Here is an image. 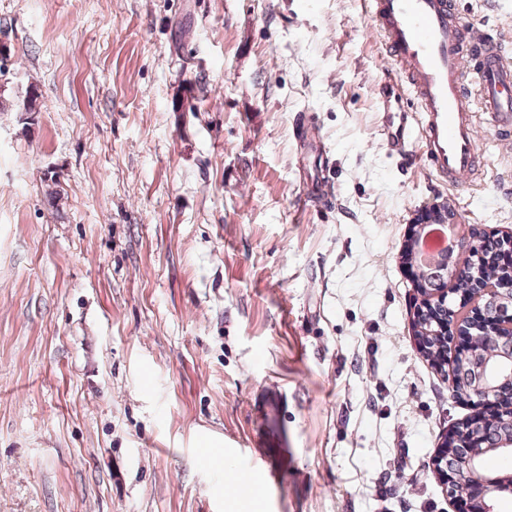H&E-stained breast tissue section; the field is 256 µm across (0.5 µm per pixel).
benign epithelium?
<instances>
[{"label":"benign epithelium","instance_id":"benign-epithelium-1","mask_svg":"<svg viewBox=\"0 0 512 512\" xmlns=\"http://www.w3.org/2000/svg\"><path fill=\"white\" fill-rule=\"evenodd\" d=\"M460 215L449 205H434L421 212L419 223L440 221L459 223ZM470 274L467 266H460L457 259L443 258L432 275L439 287L431 288L415 307L444 309L445 317L436 322L437 333L446 336L448 345L457 353L467 355L479 341L490 339L497 347L495 356L482 367V383L475 386L471 397L486 406L494 407L487 415L478 416L472 425V440L485 435L498 434L495 451L512 458V281H505L486 288L461 292L456 282ZM433 472L446 487L468 479L467 486L477 500L476 512H495L494 505L500 495L512 490V475L492 476L485 471L481 455L471 453L459 464L444 457V448H437L432 460Z\"/></svg>","mask_w":512,"mask_h":512}]
</instances>
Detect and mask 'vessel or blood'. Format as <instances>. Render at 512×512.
Wrapping results in <instances>:
<instances>
[{
	"label": "vessel or blood",
	"instance_id": "vessel-or-blood-1",
	"mask_svg": "<svg viewBox=\"0 0 512 512\" xmlns=\"http://www.w3.org/2000/svg\"><path fill=\"white\" fill-rule=\"evenodd\" d=\"M395 63L377 88L389 149L422 151L430 172L460 187L481 169L477 130L512 150V59L502 34L464 23L457 0H368Z\"/></svg>",
	"mask_w": 512,
	"mask_h": 512
}]
</instances>
